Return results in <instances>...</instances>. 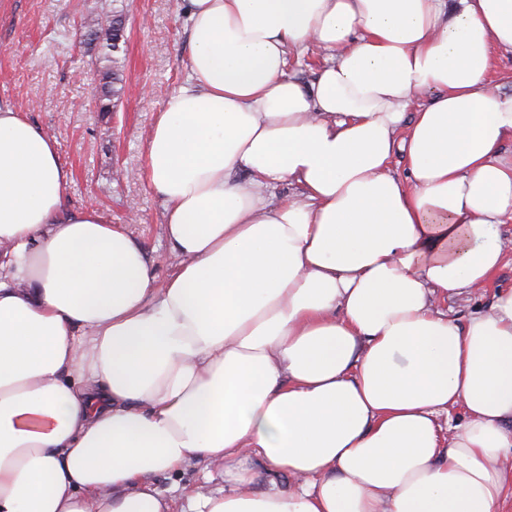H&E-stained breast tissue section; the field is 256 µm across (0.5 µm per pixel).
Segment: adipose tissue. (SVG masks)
<instances>
[{
	"mask_svg": "<svg viewBox=\"0 0 512 512\" xmlns=\"http://www.w3.org/2000/svg\"><path fill=\"white\" fill-rule=\"evenodd\" d=\"M186 11L146 148L164 283L69 211L54 139L0 99V512H170L152 479L192 459L224 472L193 512H512V288L440 307L512 258V94L487 79L512 0ZM321 64V54L314 48L302 56H293L289 61L288 72L304 84L313 82ZM512 287V261L503 266L494 281L485 288L470 295H463L448 299V312L457 317L460 323L467 320L476 312L489 309L493 302V294L498 288Z\"/></svg>",
	"mask_w": 512,
	"mask_h": 512,
	"instance_id": "ef3b65f1",
	"label": "adipose tissue"
}]
</instances>
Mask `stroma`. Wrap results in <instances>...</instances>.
Returning a JSON list of instances; mask_svg holds the SVG:
<instances>
[{"label":"stroma","instance_id":"1","mask_svg":"<svg viewBox=\"0 0 512 512\" xmlns=\"http://www.w3.org/2000/svg\"><path fill=\"white\" fill-rule=\"evenodd\" d=\"M101 0H0V98L17 103L27 119L56 140L59 159L71 173L65 187L73 210H96L126 225L164 281L177 260L165 235L162 197L141 173L147 137L166 98L188 78L192 52L184 0H126V40L117 53L124 91L111 111H100L101 49L86 24ZM512 287V262L493 283L471 295L450 298L459 322L489 309L496 290ZM205 463L156 478L186 512L188 495L208 479Z\"/></svg>","mask_w":512,"mask_h":512}]
</instances>
